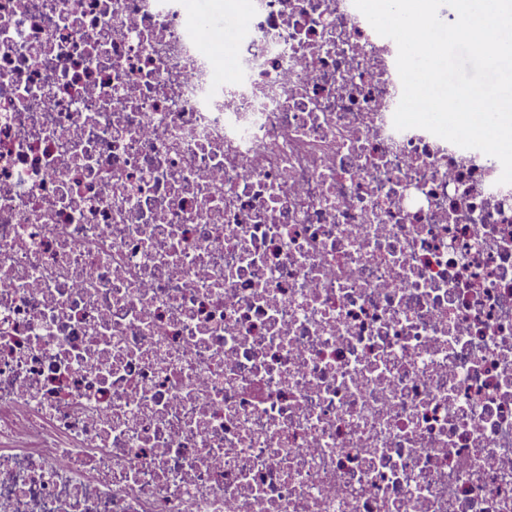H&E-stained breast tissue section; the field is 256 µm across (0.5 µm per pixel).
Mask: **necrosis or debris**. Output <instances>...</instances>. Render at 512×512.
<instances>
[{
  "instance_id": "necrosis-or-debris-1",
  "label": "necrosis or debris",
  "mask_w": 512,
  "mask_h": 512,
  "mask_svg": "<svg viewBox=\"0 0 512 512\" xmlns=\"http://www.w3.org/2000/svg\"><path fill=\"white\" fill-rule=\"evenodd\" d=\"M0 0V512H512V184L396 130L353 0ZM193 12L199 16L200 11L208 13L215 22L216 31L213 33L221 42L224 50V24L225 21H234L235 27L231 36L233 48L238 34L239 15L229 8H224V4L229 3V0H190ZM200 17V16H199ZM238 19V22H237Z\"/></svg>"
}]
</instances>
